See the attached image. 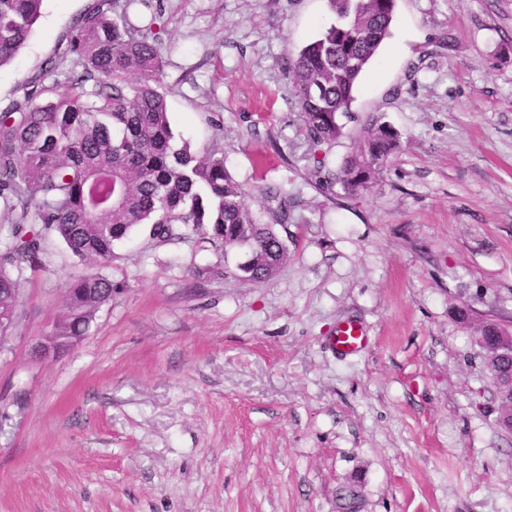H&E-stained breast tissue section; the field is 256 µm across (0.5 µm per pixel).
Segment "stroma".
<instances>
[{
  "instance_id": "1",
  "label": "stroma",
  "mask_w": 512,
  "mask_h": 512,
  "mask_svg": "<svg viewBox=\"0 0 512 512\" xmlns=\"http://www.w3.org/2000/svg\"><path fill=\"white\" fill-rule=\"evenodd\" d=\"M93 0H43L0 68V110L63 56ZM176 141L210 146L266 219L287 191L288 258L263 283L247 250L132 236L102 271L112 300L59 358L31 349L88 262L53 244L0 338V512H512V432L476 343L512 330V0H396L355 93L401 134L348 194L305 157L291 67L328 0H154ZM451 46H444V39ZM364 349L330 346L339 322ZM366 342L367 332L361 323L357 321H343L336 326L332 346L339 355L349 356L362 351Z\"/></svg>"
}]
</instances>
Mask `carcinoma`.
Listing matches in <instances>:
<instances>
[{"instance_id":"1","label":"carcinoma","mask_w":512,"mask_h":512,"mask_svg":"<svg viewBox=\"0 0 512 512\" xmlns=\"http://www.w3.org/2000/svg\"><path fill=\"white\" fill-rule=\"evenodd\" d=\"M43 0H0V67L23 48ZM134 0H96L77 20L63 57L81 70L63 83H28L23 99L0 110V336L12 329L19 280L42 263L53 240L75 257L112 262L114 244L145 227L151 238L178 242L199 232L216 247L248 246L242 277L263 283L287 258L275 226L288 223V194L267 192L272 220L261 224L241 203L242 188L215 149L196 153L175 143L163 60L149 37L161 19L135 25ZM335 23L303 47L293 63L295 105L307 159L328 185L347 193L370 187L399 147L390 125L368 120L354 150L333 169L322 146L342 135L359 77L390 36L396 0H328ZM112 279L98 269L70 278L64 308L36 344L53 358L83 340L112 301Z\"/></svg>"}]
</instances>
